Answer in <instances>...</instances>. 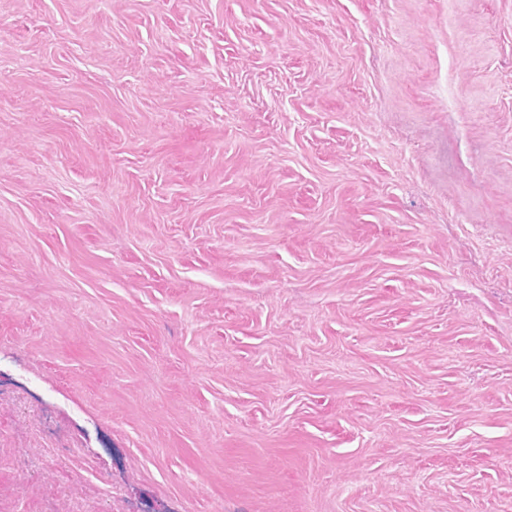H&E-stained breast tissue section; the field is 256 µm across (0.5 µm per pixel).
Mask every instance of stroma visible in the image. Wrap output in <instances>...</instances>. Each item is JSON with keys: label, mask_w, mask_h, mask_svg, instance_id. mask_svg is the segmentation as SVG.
I'll use <instances>...</instances> for the list:
<instances>
[{"label": "stroma", "mask_w": 512, "mask_h": 512, "mask_svg": "<svg viewBox=\"0 0 512 512\" xmlns=\"http://www.w3.org/2000/svg\"><path fill=\"white\" fill-rule=\"evenodd\" d=\"M0 512H512V0H0Z\"/></svg>", "instance_id": "35a3bbf8"}]
</instances>
